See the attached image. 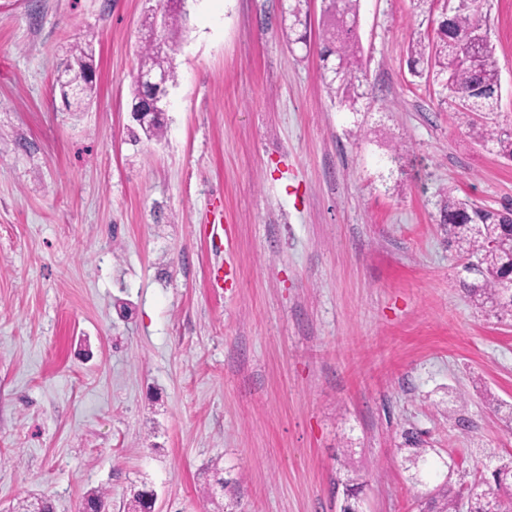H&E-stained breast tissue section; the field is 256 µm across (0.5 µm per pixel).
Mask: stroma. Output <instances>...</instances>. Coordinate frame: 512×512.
Masks as SVG:
<instances>
[{"mask_svg":"<svg viewBox=\"0 0 512 512\" xmlns=\"http://www.w3.org/2000/svg\"><path fill=\"white\" fill-rule=\"evenodd\" d=\"M164 2L0 0V512L140 489L156 512H342L350 474L361 512H423L438 480L405 433L456 483L512 455L485 401L512 404V322L465 293L438 206L512 208V162L411 73L413 0H360L351 108L281 0H188L147 137L129 102ZM483 10L512 119V0ZM87 38L75 112L55 76ZM67 65L71 70L74 83L81 86V92L71 102L75 108H80L86 99L90 98L95 92L96 86L85 85L86 72L94 69L93 52L89 43L76 42L69 51Z\"/></svg>","mask_w":512,"mask_h":512,"instance_id":"stroma-1","label":"stroma"}]
</instances>
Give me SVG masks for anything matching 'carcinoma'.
<instances>
[{
  "label": "carcinoma",
  "instance_id": "obj_1",
  "mask_svg": "<svg viewBox=\"0 0 512 512\" xmlns=\"http://www.w3.org/2000/svg\"><path fill=\"white\" fill-rule=\"evenodd\" d=\"M358 0H328L326 12L330 23L323 29L320 60L323 68L333 73L326 81L329 92L346 96L355 88L357 76L355 40ZM182 30V15L169 16L163 45L172 49ZM412 72L418 77L434 73L442 83L445 96L440 101H451L467 112H476L478 137L494 143L500 155L512 160V123L487 122L494 113L499 69L494 57L489 33L483 26L481 0H467L465 6L441 10L433 21V35L410 46ZM166 64L160 56L159 45L149 43L141 54L140 68H159ZM73 81L81 92L72 104L79 108L95 92V85H85L86 72L94 69L90 44L78 42L71 47L67 62ZM440 212L447 226L448 246L460 257L480 256L484 265L482 279L466 286L472 301L497 320L512 321V292L501 288L504 279L512 277V210L503 211L469 205L453 196L442 200ZM405 461L420 462L430 474L438 472L436 462L427 457V450L419 441L407 440ZM432 502L440 504L439 512H512V456L496 460L490 477H481L469 484H452L445 478L435 489Z\"/></svg>",
  "mask_w": 512,
  "mask_h": 512
}]
</instances>
